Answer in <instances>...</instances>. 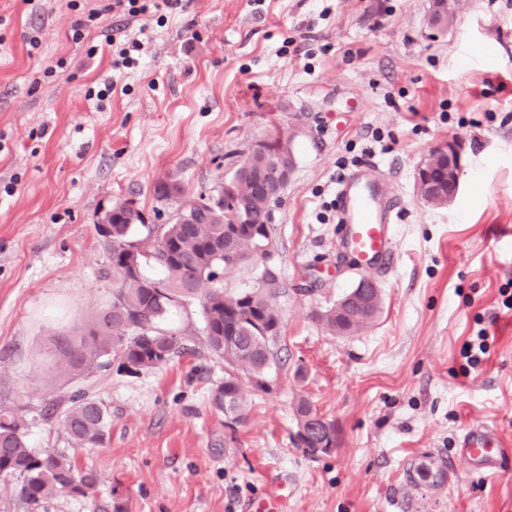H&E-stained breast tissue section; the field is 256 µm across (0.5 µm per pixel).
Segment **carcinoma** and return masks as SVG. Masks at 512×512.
Returning <instances> with one entry per match:
<instances>
[{"label": "carcinoma", "mask_w": 512, "mask_h": 512, "mask_svg": "<svg viewBox=\"0 0 512 512\" xmlns=\"http://www.w3.org/2000/svg\"><path fill=\"white\" fill-rule=\"evenodd\" d=\"M269 151L251 159L245 152L228 163L224 180L195 198L185 196L173 175L158 180L154 195L176 205L169 224H148L142 212L117 203L105 214L111 225L101 236L115 287L106 304L82 336L53 338L58 368L90 372L112 357L118 369L160 368L183 349L179 335L163 327L171 310L198 304L202 333L210 352L224 359V381L210 392L212 407L241 418L245 395L238 371L262 382L274 354L270 343L280 335L281 318L275 299L276 279L254 291L224 292V271L250 258H265L260 246L272 239L269 185L265 171L293 157L290 140L278 131L267 136ZM381 300L365 309L339 300L319 314L332 334L342 335L368 325ZM107 423L106 408L84 395L72 400L60 424L80 447L98 445ZM23 416L0 411V475L21 479L20 492L32 508L67 493L92 500L97 495L93 473L80 471L71 457L46 449L36 452L28 443Z\"/></svg>", "instance_id": "carcinoma-1"}]
</instances>
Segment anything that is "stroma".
Segmentation results:
<instances>
[{
	"mask_svg": "<svg viewBox=\"0 0 512 512\" xmlns=\"http://www.w3.org/2000/svg\"><path fill=\"white\" fill-rule=\"evenodd\" d=\"M429 6L183 0L162 16L91 22L90 0H0V409L29 421L32 448L66 451L99 486L96 500L60 494L40 512H249L280 482L287 512H512V458L493 475L402 482L409 459L453 455L470 424L512 437L500 293L512 281V0H458L442 30ZM117 29L143 44L137 66L113 68ZM273 122L295 157L274 249L224 275L230 294L268 271L280 288L274 361L263 380L239 374L243 418L210 406L224 361L194 305L167 320L186 348L163 368L56 369L53 336L78 333L109 298L104 211L122 202L169 223L157 180L174 175L198 196ZM448 139L463 170L438 209L414 173ZM365 168L401 204L397 262L371 275L378 316L337 336L317 316L364 270L338 244L336 188ZM482 329L489 350L466 367L463 346ZM84 392L108 421L100 445L77 448L43 413ZM302 398L334 425L331 451L299 442Z\"/></svg>",
	"mask_w": 512,
	"mask_h": 512,
	"instance_id": "1",
	"label": "stroma"
}]
</instances>
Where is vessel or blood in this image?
Here are the masks:
<instances>
[{"label": "vessel or blood", "instance_id": "1", "mask_svg": "<svg viewBox=\"0 0 512 512\" xmlns=\"http://www.w3.org/2000/svg\"><path fill=\"white\" fill-rule=\"evenodd\" d=\"M382 195L381 186L364 174L345 178L337 189L343 226L340 243L361 266L374 271L392 267L396 259L397 203L383 200ZM511 456L512 441L486 425L472 424L460 436L456 455L434 461L433 466L439 472L455 470L461 464L470 471L494 473Z\"/></svg>", "mask_w": 512, "mask_h": 512}]
</instances>
